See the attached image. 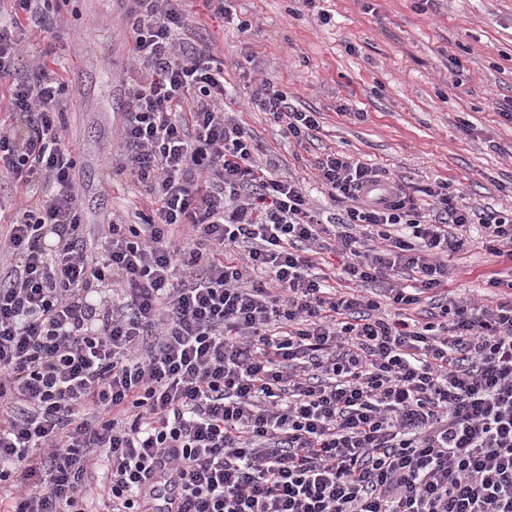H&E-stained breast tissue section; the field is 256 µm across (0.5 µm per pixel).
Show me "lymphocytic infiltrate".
Listing matches in <instances>:
<instances>
[{
    "instance_id": "obj_1",
    "label": "lymphocytic infiltrate",
    "mask_w": 512,
    "mask_h": 512,
    "mask_svg": "<svg viewBox=\"0 0 512 512\" xmlns=\"http://www.w3.org/2000/svg\"><path fill=\"white\" fill-rule=\"evenodd\" d=\"M53 2L0 0V176L19 191L0 225V512H85L101 462L105 512H143L161 463L183 512H512V279L491 276L486 305L447 289L471 225L512 261V209L461 208L445 181L424 205L332 153L314 177L346 207L321 222L225 112L224 61L184 41L183 0H116L132 82L109 167L142 204L88 247L64 68L24 39L55 27ZM249 102L296 144L319 127L269 81ZM326 249L344 287L316 270Z\"/></svg>"
}]
</instances>
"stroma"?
<instances>
[{"label":"stroma","mask_w":512,"mask_h":512,"mask_svg":"<svg viewBox=\"0 0 512 512\" xmlns=\"http://www.w3.org/2000/svg\"><path fill=\"white\" fill-rule=\"evenodd\" d=\"M234 23L202 0L185 7L198 22L186 42L224 60L225 111L275 155L284 174L303 178L322 218L340 213L312 176L325 154L383 168L407 192L443 180L474 211L512 207V0H232ZM249 21L238 31L236 20ZM63 105L64 143L76 157L87 236L108 214L135 205L112 183V134L127 106L131 42L110 0H69ZM265 79L293 106L318 115L303 145L288 142L272 117L249 108L243 87ZM449 295L481 294L491 272L512 262L470 246L452 261Z\"/></svg>","instance_id":"stroma-1"}]
</instances>
